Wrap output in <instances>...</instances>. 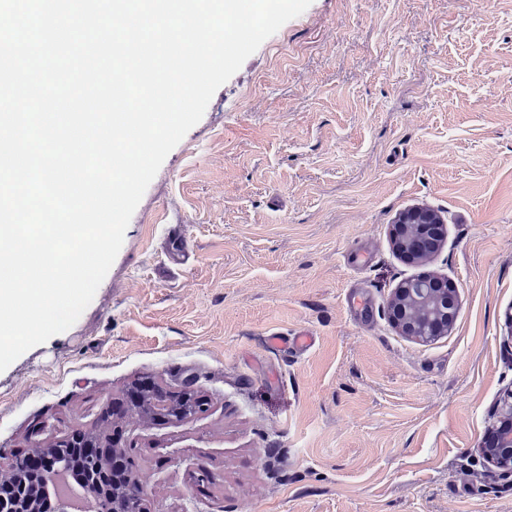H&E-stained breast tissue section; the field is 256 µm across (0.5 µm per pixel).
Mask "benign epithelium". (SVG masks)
I'll list each match as a JSON object with an SVG mask.
<instances>
[{"instance_id":"benign-epithelium-1","label":"benign epithelium","mask_w":512,"mask_h":512,"mask_svg":"<svg viewBox=\"0 0 512 512\" xmlns=\"http://www.w3.org/2000/svg\"><path fill=\"white\" fill-rule=\"evenodd\" d=\"M401 234L396 245L399 251L419 259L437 250L441 244L444 219L436 212L416 207L399 218ZM457 310L455 293L448 290V282L421 276L410 279L398 288L390 303V312L401 332L413 338L427 340L448 330ZM154 416L183 421L206 410L205 403L186 389L175 395L162 388L152 391ZM128 409L115 404L100 417V432L96 434L74 433L64 441L75 448L104 447L103 431L114 428ZM505 425L496 428L487 438L483 454L491 462L512 472V403L502 409ZM56 442L35 439L30 451L24 456L5 457L0 454V481L5 478L23 479L29 476V460L36 458L40 473L55 472L65 466V461L53 454ZM90 493L95 498L96 512H151L148 508V491L136 477L125 471L117 476L111 473L109 458L102 459L99 477ZM36 497L17 494L9 498L0 495V512H36Z\"/></svg>"}]
</instances>
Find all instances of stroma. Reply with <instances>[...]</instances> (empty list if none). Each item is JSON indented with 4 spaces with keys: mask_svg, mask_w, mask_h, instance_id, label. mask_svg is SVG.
I'll return each mask as SVG.
<instances>
[{
    "mask_svg": "<svg viewBox=\"0 0 512 512\" xmlns=\"http://www.w3.org/2000/svg\"><path fill=\"white\" fill-rule=\"evenodd\" d=\"M415 207L446 222L420 263L393 243ZM426 274L458 310L422 342L388 306ZM510 308L512 0H312L168 154L74 325L0 372V451L97 430L151 379L208 406L122 422L152 512H512L479 452ZM168 251L174 265H182L188 260L183 225L174 224L170 228Z\"/></svg>",
    "mask_w": 512,
    "mask_h": 512,
    "instance_id": "35a3bbf8",
    "label": "stroma"
}]
</instances>
